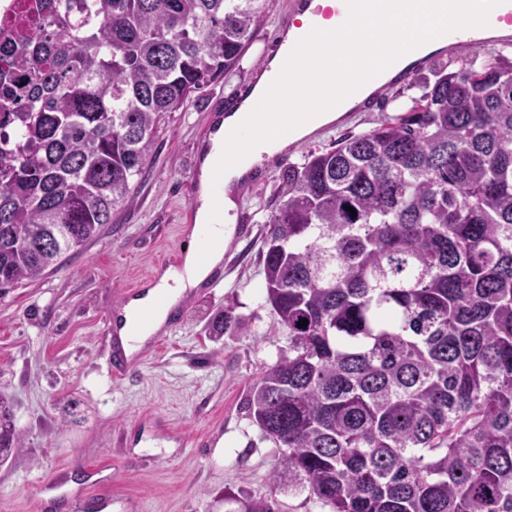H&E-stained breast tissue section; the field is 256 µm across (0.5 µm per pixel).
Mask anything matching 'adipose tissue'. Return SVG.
<instances>
[{
    "label": "adipose tissue",
    "mask_w": 512,
    "mask_h": 512,
    "mask_svg": "<svg viewBox=\"0 0 512 512\" xmlns=\"http://www.w3.org/2000/svg\"><path fill=\"white\" fill-rule=\"evenodd\" d=\"M448 25V20L427 11L421 0H392L388 8L382 0H359L356 9L347 11L339 38L313 39L299 56L300 76L288 80L286 103L266 99L267 78H256L250 95L224 116L204 151L205 203L197 213L204 236L199 250L189 252L182 271L163 276L122 313L121 334L129 350L138 349L166 321L171 304L203 282L224 258V244L234 232L228 218L235 203L227 193H215L211 174L222 170L224 182L230 184L245 178L254 160L253 155L241 153L235 163H228V132L243 127L262 140L264 151L284 149L340 117L359 90L361 73L399 63L420 47L423 33Z\"/></svg>",
    "instance_id": "ef3b65f1"
}]
</instances>
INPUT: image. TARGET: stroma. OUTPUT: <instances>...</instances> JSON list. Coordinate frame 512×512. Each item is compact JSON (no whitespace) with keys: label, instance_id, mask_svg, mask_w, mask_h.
<instances>
[{"label":"stroma","instance_id":"obj_1","mask_svg":"<svg viewBox=\"0 0 512 512\" xmlns=\"http://www.w3.org/2000/svg\"><path fill=\"white\" fill-rule=\"evenodd\" d=\"M288 2L269 0L238 66L166 120L145 177L99 237L55 273L0 295V393L14 404L22 439L0 464V512H120L125 498L139 512H227L228 494L275 499L280 512H326L307 493L274 485L278 450L242 407L288 349L260 289L278 171L239 190L253 232L225 246L223 288L186 292L158 348L123 378L111 376L102 356L105 323L125 291L180 246L213 115L276 52ZM418 93L406 83L389 88L386 103L299 141L286 162L303 164L308 150L372 130ZM221 305L240 328L214 342L204 326Z\"/></svg>","mask_w":512,"mask_h":512}]
</instances>
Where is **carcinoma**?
I'll return each instance as SVG.
<instances>
[{
	"label": "carcinoma",
	"instance_id": "obj_1",
	"mask_svg": "<svg viewBox=\"0 0 512 512\" xmlns=\"http://www.w3.org/2000/svg\"><path fill=\"white\" fill-rule=\"evenodd\" d=\"M266 2L34 0L25 35L0 28V295L112 223ZM432 76L393 120L285 167L266 221L288 354L244 407L279 448L273 482L328 512H512V56ZM238 328L229 308L207 324ZM20 447L0 395V460Z\"/></svg>",
	"mask_w": 512,
	"mask_h": 512
}]
</instances>
